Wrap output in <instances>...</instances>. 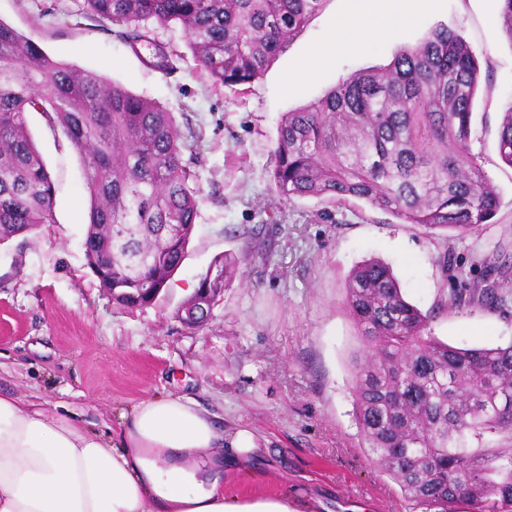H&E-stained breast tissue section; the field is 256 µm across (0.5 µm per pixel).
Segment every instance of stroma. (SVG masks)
<instances>
[{
    "mask_svg": "<svg viewBox=\"0 0 512 512\" xmlns=\"http://www.w3.org/2000/svg\"><path fill=\"white\" fill-rule=\"evenodd\" d=\"M395 7V0H324L258 79L229 88L202 71L179 26L153 28L172 52L161 71L145 65L147 49L132 51L115 25L88 14L83 0H0V20L54 59L156 100L180 129H194L184 155L199 189L182 267L152 305L116 304L84 256L80 156L43 113H28L56 187L54 221L0 244V395L107 434L118 433L143 399L184 396L225 433L245 428L257 438L253 477L225 470L228 493L272 496L291 488L320 500L321 512H405L398 486L358 446L351 385L361 342L343 303L345 283L362 260H382L406 298L428 312L460 287L444 255L476 281L483 254L512 257V167L497 151L502 114L512 107V40L499 0H438L398 40L346 49L329 67L296 77L335 18ZM440 24L460 32L479 62L470 149L500 193L482 235L450 239L364 203L279 199L268 171L282 117L353 72L388 64L397 49L421 43ZM254 243L267 261H242L210 320L185 327L177 311L214 259L241 257ZM430 331L461 348L510 344L512 303L438 316Z\"/></svg>",
    "mask_w": 512,
    "mask_h": 512,
    "instance_id": "35a3bbf8",
    "label": "stroma"
}]
</instances>
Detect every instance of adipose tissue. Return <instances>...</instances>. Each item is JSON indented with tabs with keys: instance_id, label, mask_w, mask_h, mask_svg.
<instances>
[{
	"instance_id": "1",
	"label": "adipose tissue",
	"mask_w": 512,
	"mask_h": 512,
	"mask_svg": "<svg viewBox=\"0 0 512 512\" xmlns=\"http://www.w3.org/2000/svg\"><path fill=\"white\" fill-rule=\"evenodd\" d=\"M409 2L408 10L382 19L339 18L298 76L325 68L345 44L395 38L434 0ZM255 449L252 431L225 434L179 396L140 401L116 443L0 396V512H316L317 500L286 491L225 495V463L247 460Z\"/></svg>"
}]
</instances>
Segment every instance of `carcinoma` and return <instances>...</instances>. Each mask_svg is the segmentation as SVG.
I'll return each instance as SVG.
<instances>
[{"mask_svg":"<svg viewBox=\"0 0 512 512\" xmlns=\"http://www.w3.org/2000/svg\"><path fill=\"white\" fill-rule=\"evenodd\" d=\"M123 27L130 46L148 23L179 25L198 64L226 87L249 84L319 10L323 0H84ZM479 69L463 36L437 26L386 66L356 72L287 113L277 129L269 181L281 198L357 201L405 224L480 236L498 209L495 186L469 146ZM43 113L79 154L89 198L85 258L116 303L133 288H164L181 267L198 217L186 136L171 113L103 75L51 58L0 20V243L53 222L54 184L27 127ZM498 153L512 167V107ZM239 259L200 288H224ZM485 275L443 310L504 305L512 295L495 252ZM346 306L362 342L353 358L360 447L399 486L409 512H512V344L458 348L433 336L377 259L348 275Z\"/></svg>","mask_w":512,"mask_h":512,"instance_id":"obj_1","label":"carcinoma"}]
</instances>
